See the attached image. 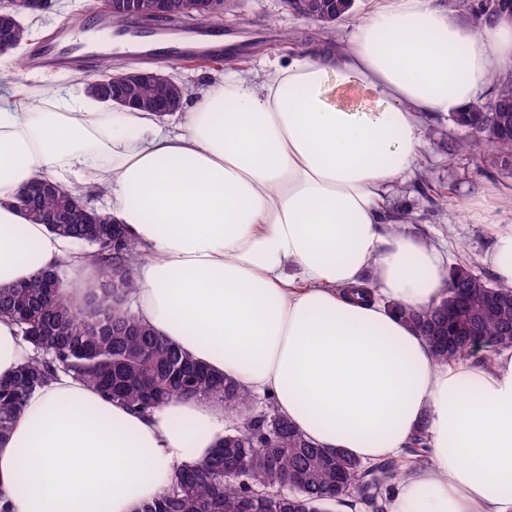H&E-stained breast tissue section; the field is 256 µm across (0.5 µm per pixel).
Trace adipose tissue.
Wrapping results in <instances>:
<instances>
[{
  "mask_svg": "<svg viewBox=\"0 0 512 512\" xmlns=\"http://www.w3.org/2000/svg\"><path fill=\"white\" fill-rule=\"evenodd\" d=\"M509 72L512 22L373 0L341 46L296 52L250 80L226 74L175 130L153 112L33 92L0 109V286L66 262L80 304L96 266L16 200L37 178L94 184L142 253L141 321L273 395L318 447L375 462L426 422L430 464L405 476L390 512H512V348L439 363L392 313L438 301L446 259L391 231L389 203L426 123L468 111ZM491 214L479 204L473 216L495 224L486 261L512 286V217ZM31 354L0 315V378ZM229 426L213 397L142 413L60 372L0 439V492L13 512H140Z\"/></svg>",
  "mask_w": 512,
  "mask_h": 512,
  "instance_id": "adipose-tissue-1",
  "label": "adipose tissue"
}]
</instances>
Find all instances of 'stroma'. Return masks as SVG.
I'll list each match as a JSON object with an SVG mask.
<instances>
[{"instance_id": "stroma-1", "label": "stroma", "mask_w": 512, "mask_h": 512, "mask_svg": "<svg viewBox=\"0 0 512 512\" xmlns=\"http://www.w3.org/2000/svg\"><path fill=\"white\" fill-rule=\"evenodd\" d=\"M98 6V0H58L52 10L27 18L26 24L39 38L48 35L58 23ZM216 26L224 33L222 61L209 64L180 58L161 63L147 59L144 67L163 68L184 87L185 97L190 100L226 73L257 72L320 42L339 43L348 28L347 22L342 21L336 24L333 35H326L319 23L288 12L281 0H235L232 10ZM286 34L292 35L291 44L283 43ZM30 49V44L24 43L0 55V70L12 75L11 81L0 85L1 106H16L32 89L69 98L84 96L90 73L73 68L46 72L22 66ZM430 126L436 134L427 140L414 172L394 185L390 207L409 214V234L433 245H447L449 262H456L463 253L475 273L488 274L491 268L485 264L484 256L492 246V229L476 223L466 207L483 197L502 210H511L512 170L500 167L492 152L481 145L467 153L449 154L448 141L465 137V130L444 119L431 120Z\"/></svg>"}]
</instances>
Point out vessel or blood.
<instances>
[{
    "label": "vessel or blood",
    "instance_id": "b4317fda",
    "mask_svg": "<svg viewBox=\"0 0 512 512\" xmlns=\"http://www.w3.org/2000/svg\"><path fill=\"white\" fill-rule=\"evenodd\" d=\"M94 28L112 33L116 45L122 46L129 42V35H119L105 11L97 10L77 19L60 24L52 33L33 44L31 57L36 65L44 70H58L78 67L87 72H96L99 56L83 43L78 42V30ZM141 44L150 53L168 52L169 56L177 57L193 51L220 57L224 54V35L212 28L193 31L190 40L184 42L160 41L156 38L142 39Z\"/></svg>",
    "mask_w": 512,
    "mask_h": 512
}]
</instances>
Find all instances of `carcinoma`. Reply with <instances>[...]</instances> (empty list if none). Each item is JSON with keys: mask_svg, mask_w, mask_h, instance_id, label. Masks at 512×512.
I'll return each mask as SVG.
<instances>
[{"mask_svg": "<svg viewBox=\"0 0 512 512\" xmlns=\"http://www.w3.org/2000/svg\"><path fill=\"white\" fill-rule=\"evenodd\" d=\"M302 2L301 14L320 23L327 34L353 9L351 0ZM130 4L145 13L161 11L167 22L177 20L184 8V0H103L116 23L124 20ZM476 9L504 17L512 11V0H479ZM1 31L20 43L32 36L10 12L0 14ZM121 70L107 61L94 81L110 90ZM171 82L170 75L153 69L120 91L149 110L167 95ZM465 129L498 153L504 165L512 164L511 79L497 83L489 100L471 106ZM29 187L36 197L22 210L39 223L43 213H57L61 223L49 225L50 230L86 247L99 278L86 289L80 311L67 301V280L59 268L0 287V314L12 319L20 339L36 351L13 378L0 379V438L13 428L33 388L59 371L141 412L183 395H211L224 400V410L234 419L232 428L205 461L175 468L164 493L141 512H332L358 504L384 512L391 501L385 492L406 475L407 465L430 453L426 424L414 430L404 456L369 465L342 448L314 446L278 411L271 396H266L265 410H256L250 392L226 377L210 375L139 320L132 298L141 253L123 225L58 185L36 179ZM445 279L439 302L418 310L392 306L426 340L433 358L440 363L467 358L480 341L488 362L498 349L512 347V288L475 274L467 259L447 269ZM244 462L250 483L224 479V471Z\"/></svg>", "mask_w": 512, "mask_h": 512, "instance_id": "cac0c4a2", "label": "carcinoma"}]
</instances>
